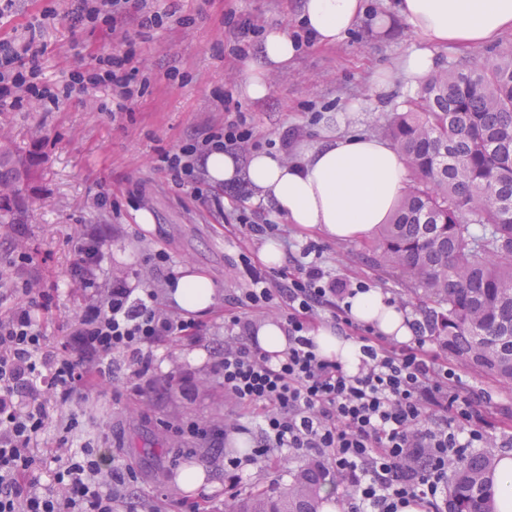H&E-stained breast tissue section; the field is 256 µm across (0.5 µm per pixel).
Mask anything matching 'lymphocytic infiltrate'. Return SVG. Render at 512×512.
<instances>
[{
  "instance_id": "1",
  "label": "lymphocytic infiltrate",
  "mask_w": 512,
  "mask_h": 512,
  "mask_svg": "<svg viewBox=\"0 0 512 512\" xmlns=\"http://www.w3.org/2000/svg\"><path fill=\"white\" fill-rule=\"evenodd\" d=\"M51 15L47 9L30 21L23 43L0 41V111L32 100L52 107L100 86L111 87L116 110H126L149 86L139 76L128 26L188 24L175 0H71L72 25L101 30L123 48L53 86L39 79L44 49L33 39ZM254 144L253 128L239 112L222 127L205 128L161 152L158 160L176 186L200 197L209 152L243 154ZM74 253L70 278L89 301L58 345H51L40 321L55 305L54 290L20 281L0 294L8 301L0 314V512H140L136 476L114 463L111 449L89 443L72 449L69 435L78 415L70 406L111 377L118 356L129 362L126 384L132 392L159 395L162 388L151 373L154 345L192 340L201 332L195 320L166 312L155 289L131 288L123 280L101 288L96 272L104 253L95 234L79 238ZM323 253V247L306 244L290 257L289 268L274 273L239 254L246 286L224 309L228 334L212 367L234 418L222 429L194 422L190 430L216 444L223 429L242 431L240 416L258 418L250 454L224 458V476L235 482L244 466L268 461L285 448L328 459L331 482L342 491V512H401L412 501L424 512H443L449 466L465 463L473 449L497 445L486 411L494 392L464 384L430 321L412 320L414 340L405 345L355 324L348 300L368 285L333 275ZM269 311L279 315L288 338L275 360L259 346L252 318ZM321 324L341 334L354 332L360 350L356 373L316 353L310 332ZM54 407L68 415L54 453L46 455L39 444Z\"/></svg>"
}]
</instances>
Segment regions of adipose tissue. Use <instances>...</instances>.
<instances>
[{"label":"adipose tissue","mask_w":512,"mask_h":512,"mask_svg":"<svg viewBox=\"0 0 512 512\" xmlns=\"http://www.w3.org/2000/svg\"><path fill=\"white\" fill-rule=\"evenodd\" d=\"M366 0H302L299 24L313 42L333 46L346 40L366 12ZM395 16L381 15L375 30L391 32L393 19H401L423 45L407 50L398 66L410 85L435 76L436 47L454 44L479 48L512 32V0H396ZM300 42L282 27L266 29L260 64L248 65L240 84L243 97L265 99L270 91L268 73L292 63ZM295 160L281 153L258 150L247 161L222 150L206 158V175L213 185L247 177L255 189V204L274 215L316 232L327 239L353 241L369 237L388 223L403 197L408 178L405 158L385 139L360 133L295 145ZM216 294L206 275L184 270L171 293L176 305L189 312L209 310ZM349 314L358 324L374 328L388 339L406 343L412 338L409 317L389 295L371 288L349 300ZM319 355L355 371L359 347L338 336L327 325L311 332Z\"/></svg>","instance_id":"1"}]
</instances>
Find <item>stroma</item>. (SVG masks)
I'll list each match as a JSON object with an SVG mask.
<instances>
[{
  "mask_svg": "<svg viewBox=\"0 0 512 512\" xmlns=\"http://www.w3.org/2000/svg\"><path fill=\"white\" fill-rule=\"evenodd\" d=\"M368 3L369 17L343 43L304 45L287 68L270 71V92L259 102L243 98L239 91L245 66L259 62L262 44L261 35L243 31L242 26L252 19L265 28L296 29L301 0H178L190 26H165L147 33L129 27L150 86L128 111H113L111 89L100 87L62 100L49 112L37 106L0 112V133L40 160V176L25 194L28 223L0 232V289L22 280L55 289L57 304L45 317L51 342L62 339L84 305V294L70 282L69 271L75 242L90 230L99 233L105 254L97 273L101 286L122 278L132 288L157 289L164 308L173 313L177 307L168 297V286L182 269L199 270L216 285L212 309L199 316L204 325L201 342L169 341L154 348L159 380L191 374V398L176 390L151 401L135 395L125 384L129 363L118 357L112 362L113 377L101 381L75 406V436L111 447L116 463L133 469L144 512H178L180 498H202L208 512H225L229 495L282 490L292 473L308 463L283 449L279 464L247 466L242 482L233 487L224 477V457L244 456L249 447L236 445L228 434L217 455L188 431L195 421L223 426L232 410L210 367L224 348V299L245 285L235 262L243 251L257 257L263 243L225 222L237 207L251 208L250 200H231L220 185L209 186L205 198H193L160 170L158 154L181 144L202 124L222 126L239 111L246 113L258 142H276L288 132L316 141L323 132L338 131L336 112L350 101L360 105L359 130L387 137L395 114L416 94L392 66L418 39L402 22L390 34L375 32L374 17L391 13L394 0ZM47 6L55 8L56 16L45 22L40 37L46 46L41 81L62 84L71 71L115 50L111 36L71 27L70 0H16L12 12L0 17V39L24 41L28 22ZM237 42L247 44V55L233 53ZM507 49L512 50L511 33L494 45L470 51L444 47L437 57L443 70L452 65L474 69ZM174 66L179 75L168 78ZM383 75L391 87L380 93L376 84ZM135 186L140 197H128V189ZM102 194L110 200L104 207L97 204ZM144 210L154 218L149 231L138 222ZM373 243L370 237L323 240L328 268L336 276L365 281L402 299L410 314L423 317L428 300L375 264ZM15 247L31 255L29 264L7 263L5 253ZM159 249L171 258L160 272L148 261ZM189 465L207 473L205 483L192 489L178 482L180 471Z\"/></svg>",
  "mask_w": 512,
  "mask_h": 512,
  "instance_id": "obj_1",
  "label": "stroma"
}]
</instances>
